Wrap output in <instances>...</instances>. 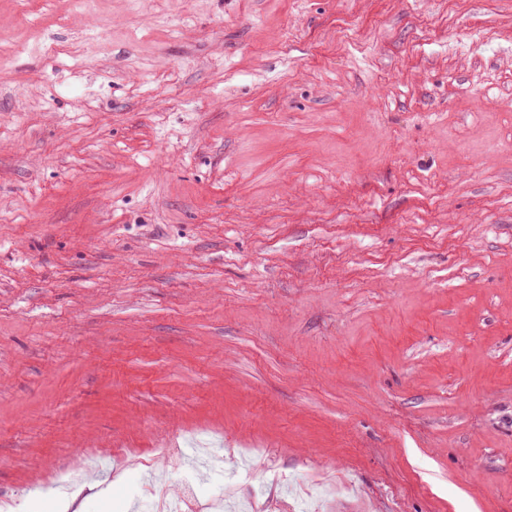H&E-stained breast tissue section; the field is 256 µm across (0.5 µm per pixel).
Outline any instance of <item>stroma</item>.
Segmentation results:
<instances>
[{"label":"stroma","instance_id":"1","mask_svg":"<svg viewBox=\"0 0 512 512\" xmlns=\"http://www.w3.org/2000/svg\"><path fill=\"white\" fill-rule=\"evenodd\" d=\"M512 512V0H0V502Z\"/></svg>","mask_w":512,"mask_h":512}]
</instances>
